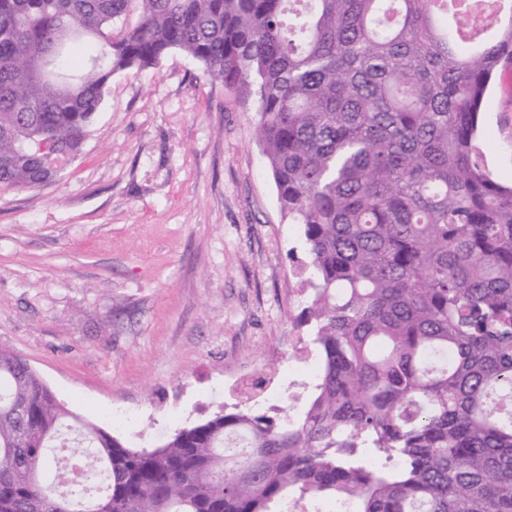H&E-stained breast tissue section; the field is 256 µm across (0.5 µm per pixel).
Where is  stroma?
<instances>
[{
  "label": "stroma",
  "instance_id": "1",
  "mask_svg": "<svg viewBox=\"0 0 512 512\" xmlns=\"http://www.w3.org/2000/svg\"><path fill=\"white\" fill-rule=\"evenodd\" d=\"M254 124L252 101L174 51L113 76L53 181L0 188V348L82 420L151 448L259 373L276 369L268 391L293 381L309 349L304 237L281 216ZM479 124L511 184V68Z\"/></svg>",
  "mask_w": 512,
  "mask_h": 512
}]
</instances>
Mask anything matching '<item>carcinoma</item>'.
<instances>
[{
	"mask_svg": "<svg viewBox=\"0 0 512 512\" xmlns=\"http://www.w3.org/2000/svg\"><path fill=\"white\" fill-rule=\"evenodd\" d=\"M499 2L489 33L451 0H0V187L57 177L113 75L186 53L255 106L319 356L299 416L298 395L224 406L143 448L0 349V512H512V186L478 138L512 66ZM66 431L64 494L44 475Z\"/></svg>",
	"mask_w": 512,
	"mask_h": 512,
	"instance_id": "1",
	"label": "carcinoma"
}]
</instances>
